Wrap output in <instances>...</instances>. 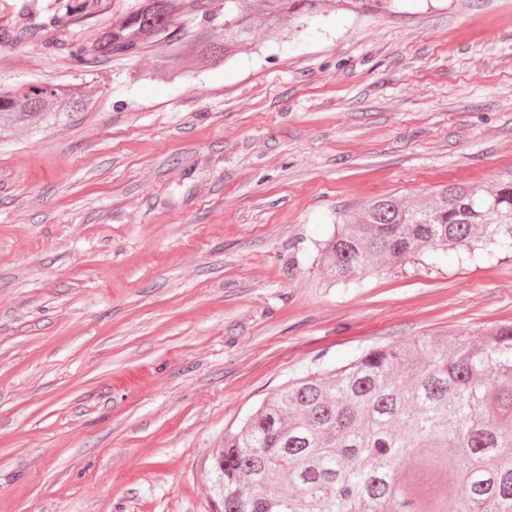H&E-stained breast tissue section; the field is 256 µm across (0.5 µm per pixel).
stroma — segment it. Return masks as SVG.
<instances>
[{"label": "stroma", "instance_id": "1", "mask_svg": "<svg viewBox=\"0 0 512 512\" xmlns=\"http://www.w3.org/2000/svg\"><path fill=\"white\" fill-rule=\"evenodd\" d=\"M138 0H0V83L99 86L0 137V512H212L211 458L289 379L512 324V253L346 285L334 224L512 178V0L324 5L225 65H77ZM224 20L197 0L167 36Z\"/></svg>", "mask_w": 512, "mask_h": 512}]
</instances>
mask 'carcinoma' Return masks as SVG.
Here are the masks:
<instances>
[{
	"label": "carcinoma",
	"mask_w": 512,
	"mask_h": 512,
	"mask_svg": "<svg viewBox=\"0 0 512 512\" xmlns=\"http://www.w3.org/2000/svg\"><path fill=\"white\" fill-rule=\"evenodd\" d=\"M321 0H224V24L196 35L192 59L168 42L155 76L182 63L217 67L249 44L253 16L309 20ZM362 9L396 0H336ZM185 0H141L84 55H128L163 35ZM90 85L29 93L0 87V131L82 110ZM512 252V180L479 195L464 184L423 206L382 197L336 225L321 248L326 276L348 282L382 263L479 246ZM216 512H512V326L481 341L430 339L368 348L329 371L306 373L251 413L213 455Z\"/></svg>",
	"instance_id": "obj_1"
}]
</instances>
